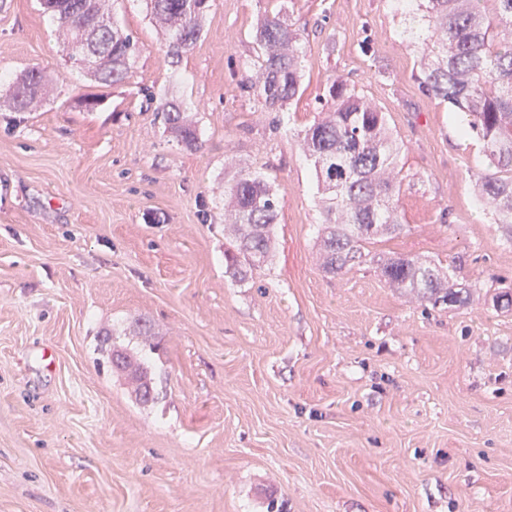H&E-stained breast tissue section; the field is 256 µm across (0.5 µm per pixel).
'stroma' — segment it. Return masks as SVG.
I'll return each mask as SVG.
<instances>
[{"instance_id":"35a3bbf8","label":"stroma","mask_w":512,"mask_h":512,"mask_svg":"<svg viewBox=\"0 0 512 512\" xmlns=\"http://www.w3.org/2000/svg\"><path fill=\"white\" fill-rule=\"evenodd\" d=\"M110 8L140 46L118 87L66 65L41 0H0V512H512V309L492 301L512 239L475 195L485 159L462 113L419 87L394 0H210L175 66L143 0ZM276 10L305 44L277 125L242 89ZM32 65L41 98L8 110ZM333 75L385 112L403 177L402 232L336 276L300 149ZM146 87L189 108L202 150L172 140ZM242 169L282 209L270 261L238 280L224 182ZM394 253L449 268L469 299L389 287ZM105 338L144 363L153 400Z\"/></svg>"}]
</instances>
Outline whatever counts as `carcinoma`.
<instances>
[{
	"label": "carcinoma",
	"instance_id": "carcinoma-1",
	"mask_svg": "<svg viewBox=\"0 0 512 512\" xmlns=\"http://www.w3.org/2000/svg\"><path fill=\"white\" fill-rule=\"evenodd\" d=\"M105 0H43L51 19L68 35L65 62L82 72L96 69L107 86L123 84L139 56L136 40L121 31L104 11ZM151 18L163 25L167 56L177 64L203 34L209 0H144ZM408 21L403 35L429 46L420 85L464 114L463 132L482 144L486 168L476 175L480 200L489 205L494 223L512 230V0H398ZM263 81L255 91L269 112H279L302 89L298 63L301 34L280 13L268 14L253 32ZM96 44L91 59L85 52ZM44 86L41 68L31 66L12 83L6 105L25 112ZM158 100L173 138L189 150L202 148L199 129L184 110L145 89ZM315 122L301 140L303 153L313 159L316 179L325 192L320 256L325 272L336 275L370 255L367 245L397 235L402 224L396 202L403 178L396 170L398 139L387 127L385 113L367 105L356 85L344 78L328 80ZM232 223L224 229L232 248L224 251L229 273L244 279L268 261L281 198L269 180L241 170L224 182ZM380 273L395 288H403L422 303L459 305L469 289L458 286L450 273L431 262L394 254L381 260ZM124 373L134 384L136 399L149 401L147 369L123 353Z\"/></svg>",
	"mask_w": 512,
	"mask_h": 512
}]
</instances>
